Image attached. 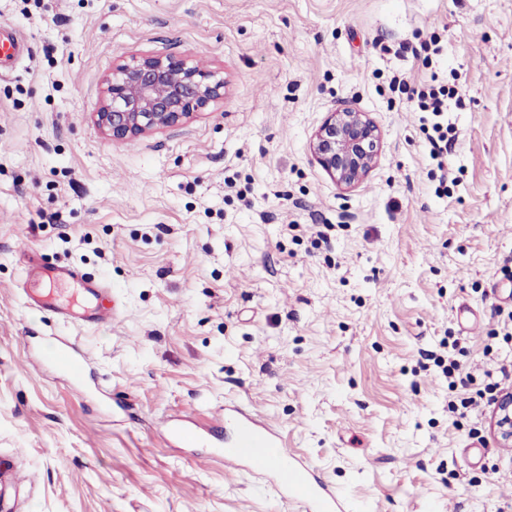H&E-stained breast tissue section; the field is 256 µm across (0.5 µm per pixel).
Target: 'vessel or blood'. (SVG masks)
Returning <instances> with one entry per match:
<instances>
[{"instance_id": "vessel-or-blood-1", "label": "vessel or blood", "mask_w": 512, "mask_h": 512, "mask_svg": "<svg viewBox=\"0 0 512 512\" xmlns=\"http://www.w3.org/2000/svg\"><path fill=\"white\" fill-rule=\"evenodd\" d=\"M24 50L10 30L0 28V69L12 66ZM98 295L97 289H87L84 304L65 310V317L91 324L107 322V314L95 304ZM54 364L74 380H83L86 375V359L71 341H59ZM177 435L187 445L196 444L205 435L223 439L225 462L243 463L254 472L276 479L280 492L301 504L304 512H345L343 499L335 490L311 479L309 467L288 452L284 437L243 408L225 407L207 431L181 427Z\"/></svg>"}]
</instances>
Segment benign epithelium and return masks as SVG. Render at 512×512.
I'll list each match as a JSON object with an SVG mask.
<instances>
[{"mask_svg":"<svg viewBox=\"0 0 512 512\" xmlns=\"http://www.w3.org/2000/svg\"><path fill=\"white\" fill-rule=\"evenodd\" d=\"M225 79L187 58L135 54L112 66L104 80L95 125L115 141L176 126L224 98ZM381 145L377 126L365 112H333L315 134L313 155L341 188L361 181ZM491 428L512 447V391L503 392L491 414Z\"/></svg>","mask_w":512,"mask_h":512,"instance_id":"obj_1","label":"benign epithelium"}]
</instances>
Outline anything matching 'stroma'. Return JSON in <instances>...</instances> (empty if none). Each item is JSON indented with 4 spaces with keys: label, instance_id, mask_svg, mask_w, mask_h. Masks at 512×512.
Segmentation results:
<instances>
[{
    "label": "stroma",
    "instance_id": "1",
    "mask_svg": "<svg viewBox=\"0 0 512 512\" xmlns=\"http://www.w3.org/2000/svg\"><path fill=\"white\" fill-rule=\"evenodd\" d=\"M0 27L29 48L0 73V459L35 478L0 482V512H302L173 441L227 402L346 512H512V447L459 406L512 361V0H0ZM135 52L223 70V101L113 142L93 114ZM434 73L461 99L444 193L389 88ZM344 107L382 135L350 189L311 151ZM40 266L107 288L111 323L55 314L72 282L33 304ZM59 339L93 380L55 368Z\"/></svg>",
    "mask_w": 512,
    "mask_h": 512
}]
</instances>
